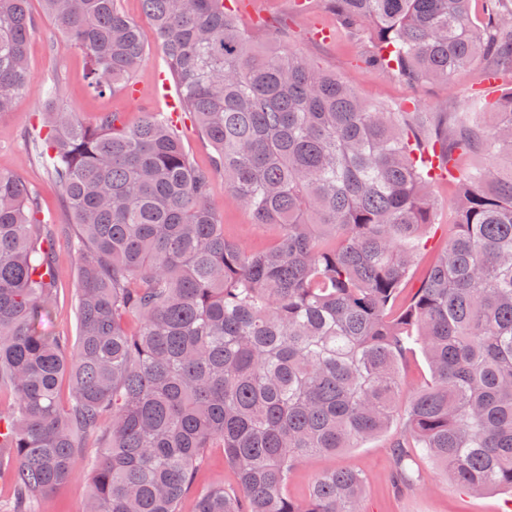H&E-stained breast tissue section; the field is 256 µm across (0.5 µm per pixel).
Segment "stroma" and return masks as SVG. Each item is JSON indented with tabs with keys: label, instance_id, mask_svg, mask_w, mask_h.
<instances>
[{
	"label": "stroma",
	"instance_id": "35a3bbf8",
	"mask_svg": "<svg viewBox=\"0 0 512 512\" xmlns=\"http://www.w3.org/2000/svg\"><path fill=\"white\" fill-rule=\"evenodd\" d=\"M36 27L29 42L30 78L28 92L13 111L0 114V170L18 174L40 200L46 220L52 224L69 223L60 192L49 178L43 162L27 146V134L37 124L45 101L42 90L51 80H59L58 104L77 113L84 122H93L99 113L119 112L127 124H135L147 112L165 110L166 104L154 92V74L165 62L156 47H149L145 60L134 78L136 95L120 92L103 98L92 96L86 88L87 69L83 54L70 46L66 36L43 15L42 0H29ZM237 17L243 30L259 43L277 41L276 23L288 29V43L304 51L324 69L330 70L366 100L395 110L416 105L423 112H453L467 122L489 124L484 111L486 101L497 98V91L480 85L484 62L457 73L446 83L408 84L381 68L367 65L372 51L368 32H344L324 0H252L251 7L240 8ZM333 32L331 40L320 38L322 30ZM454 187L442 182L434 188L436 223L425 234L426 248L416 249L419 268H426L439 252L452 229L453 212L448 199ZM211 204L224 224L227 240L251 250L270 245L276 230L254 223L250 212L237 203L224 187L223 175L212 178ZM66 234L56 240L57 299L44 329L51 335L76 336L74 314L77 288V259L70 251ZM403 428L402 418L381 435L364 441L356 448L335 454H320L295 466L288 475V493L301 499L307 496L315 476L322 471L347 467L362 472L363 512H512V495L501 492L469 494L436 463L421 460L422 482L412 488L401 487L395 477L390 444ZM236 480L235 469L223 449H208L196 473L195 490L183 499L181 512H194L197 491L202 487L230 486ZM90 490V472L78 474L56 491L42 497L40 512H84Z\"/></svg>",
	"mask_w": 512,
	"mask_h": 512
}]
</instances>
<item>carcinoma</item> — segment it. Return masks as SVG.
Segmentation results:
<instances>
[{
	"instance_id": "1",
	"label": "carcinoma",
	"mask_w": 512,
	"mask_h": 512,
	"mask_svg": "<svg viewBox=\"0 0 512 512\" xmlns=\"http://www.w3.org/2000/svg\"><path fill=\"white\" fill-rule=\"evenodd\" d=\"M42 0L87 58L97 96L124 92L154 44L184 111L211 143L190 160L167 112L136 126L86 124L55 108L28 140L78 231L76 343L42 328L57 292L56 233L38 197L0 171V469L3 512L83 462L86 512H180L206 449L222 448L238 489L198 494L195 512H360L362 473L323 471L288 496L290 469L383 432L399 408L400 362L421 346L431 379L391 444L401 480L419 448L464 490H512V90L482 127L453 112H394L363 100L282 40L255 46L228 0ZM346 32H370L368 60L413 85L448 81L479 58L512 68V0H326ZM28 0H0V114L28 89ZM461 175L453 229L417 288L406 243L435 223L431 159ZM278 228L263 251L224 238L214 174ZM67 409L58 403L62 378Z\"/></svg>"
}]
</instances>
